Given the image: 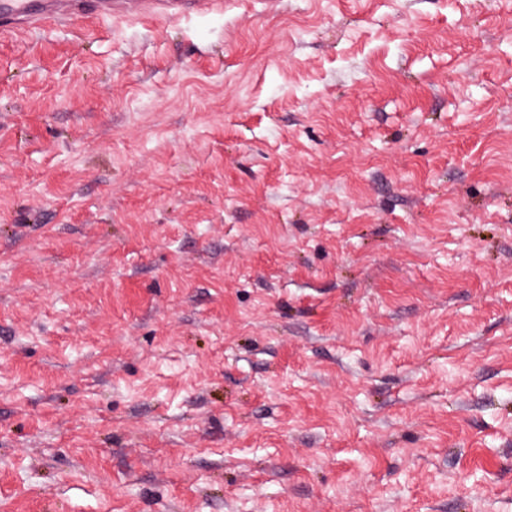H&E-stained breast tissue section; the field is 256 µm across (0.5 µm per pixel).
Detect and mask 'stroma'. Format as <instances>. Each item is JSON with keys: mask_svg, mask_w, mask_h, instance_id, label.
<instances>
[{"mask_svg": "<svg viewBox=\"0 0 512 512\" xmlns=\"http://www.w3.org/2000/svg\"><path fill=\"white\" fill-rule=\"evenodd\" d=\"M0 33V512H512V0Z\"/></svg>", "mask_w": 512, "mask_h": 512, "instance_id": "35a3bbf8", "label": "stroma"}]
</instances>
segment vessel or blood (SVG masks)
Returning <instances> with one entry per match:
<instances>
[{"mask_svg": "<svg viewBox=\"0 0 512 512\" xmlns=\"http://www.w3.org/2000/svg\"><path fill=\"white\" fill-rule=\"evenodd\" d=\"M219 0H0V30L37 28L42 24L92 14L132 16L214 11Z\"/></svg>", "mask_w": 512, "mask_h": 512, "instance_id": "b4317fda", "label": "vessel or blood"}]
</instances>
